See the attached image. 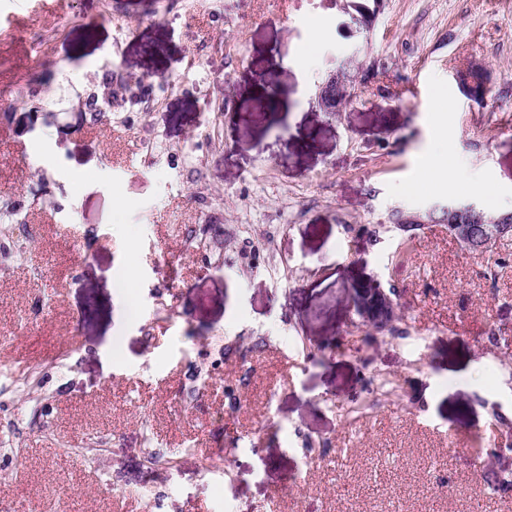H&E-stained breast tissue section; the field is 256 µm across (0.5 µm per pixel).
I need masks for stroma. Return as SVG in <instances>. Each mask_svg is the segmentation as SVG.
Here are the masks:
<instances>
[{"label":"stroma","instance_id":"1","mask_svg":"<svg viewBox=\"0 0 512 512\" xmlns=\"http://www.w3.org/2000/svg\"><path fill=\"white\" fill-rule=\"evenodd\" d=\"M344 4L0 0V512H512V0ZM370 1H372V7L366 3ZM348 2L347 7L353 11L351 12L349 9L346 11L350 22L363 29L368 28L377 16L380 0H351ZM475 206L470 204L448 205L445 211L448 213V232L460 243L466 245L476 252H482L491 247V245L500 241L504 237H512V213H508L499 218L502 213L487 215L483 213L484 223L496 220V224H491L489 232L477 233L474 223L477 216H474ZM461 244V245H462ZM462 245L463 248L466 247ZM356 290H363L361 288H373L374 289V296L373 302L374 304L381 308L383 311V318L386 320L387 318L390 319V322L397 319L401 314V306L398 301V294L395 289L390 288L388 291H386L388 294L391 295V298L388 294L385 293L383 288H375L371 284H358ZM364 291V290H363ZM365 293H368L367 291H364ZM395 299V300H394Z\"/></svg>","mask_w":512,"mask_h":512}]
</instances>
